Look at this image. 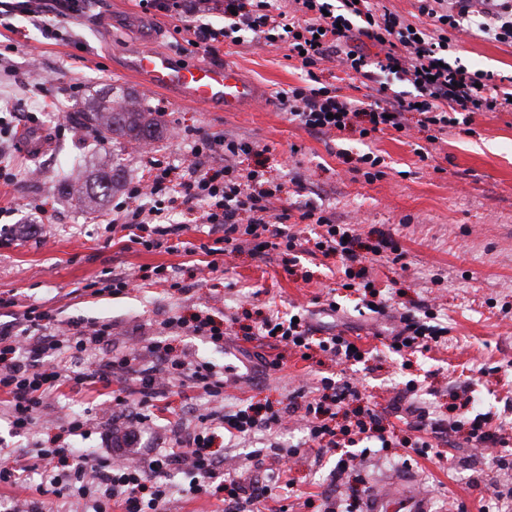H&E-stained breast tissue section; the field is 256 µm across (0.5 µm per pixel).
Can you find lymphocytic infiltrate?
Listing matches in <instances>:
<instances>
[{
    "label": "lymphocytic infiltrate",
    "instance_id": "lymphocytic-infiltrate-1",
    "mask_svg": "<svg viewBox=\"0 0 512 512\" xmlns=\"http://www.w3.org/2000/svg\"><path fill=\"white\" fill-rule=\"evenodd\" d=\"M91 0H12L0 10V27L12 29L15 16L28 18L42 31H49V18L78 17ZM144 9L170 13L180 29L212 56L224 46L251 41L283 48L288 59L299 62L304 83L279 93L280 106L289 122L318 132L357 131L367 138L385 130L407 133V116L419 115L422 130L442 132L470 125L474 115L512 112V75L491 70L470 71L448 64L451 35L480 36L512 45V0H418L420 14L431 27H412L390 10L376 9L372 0H291L292 10H283L279 0H139ZM222 13L224 21L209 23L208 15ZM379 47L377 56L365 53L364 44ZM337 61L345 71L376 83L373 103L359 105L341 95L338 88L322 82V67ZM406 83L405 91H391V80ZM253 146L228 137L203 136L194 142L191 158L178 166L153 162L150 168V200L140 203V185L128 188L117 202L112 232L147 248L180 238L184 226L169 223L170 210H180L186 220L200 219L214 237L203 245L211 255V269H218V256L231 250L276 251L283 255L307 247L309 254L339 257L346 279H363L362 308H369L374 285L363 278L362 257L354 248L352 225L336 223L333 215L312 203L299 206V219L315 224L308 241L291 231L290 213L271 215L269 204L280 185L258 169H240L234 159L250 154ZM204 210H197V203ZM432 310L422 316L404 317L403 328L392 337L396 352L418 351L439 343L446 327L435 323ZM260 339L299 349L319 347L345 362L359 363L362 350L351 349L340 334L313 338L302 311L270 315L257 327ZM112 326H89L62 321L53 309L29 305L13 320L0 323V414L11 431L30 433L46 398L71 386L96 391L105 388L104 408L125 409L122 439L140 440L149 423L158 419L161 398L168 384L180 380L201 391L207 399L222 397L224 375L206 362H188L172 356L170 344L153 342L150 363H138L134 353L101 358L94 369L80 368L90 351L111 346ZM128 373L138 396L129 403L126 388H113L112 376ZM322 395L305 406L309 437L327 452L340 442L367 440L379 448L392 447L379 415L368 407L354 408L337 426L324 423V416L349 404L357 396L352 382L321 380ZM277 411L260 412L254 405L225 412L220 428L204 423L177 436L170 451L147 457L131 456L112 447L90 448L86 442L93 430L84 415L46 435L37 452L0 448V487H21L25 477L38 478L36 494L29 500L0 496V512H44L43 499L77 497L87 500L88 512H165L175 487L170 477L181 472L188 479L187 492L222 502L224 512H246L272 498L271 487L242 489L223 480L224 456L216 447L218 437L236 440L281 424Z\"/></svg>",
    "mask_w": 512,
    "mask_h": 512
}]
</instances>
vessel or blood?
<instances>
[{"label":"vessel or blood","mask_w":512,"mask_h":512,"mask_svg":"<svg viewBox=\"0 0 512 512\" xmlns=\"http://www.w3.org/2000/svg\"><path fill=\"white\" fill-rule=\"evenodd\" d=\"M129 71L149 89H174L189 100L223 112H237L261 99V91L229 65L189 63L146 46L138 49Z\"/></svg>","instance_id":"1"}]
</instances>
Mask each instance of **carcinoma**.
Instances as JSON below:
<instances>
[{
  "label": "carcinoma",
  "instance_id": "1",
  "mask_svg": "<svg viewBox=\"0 0 512 512\" xmlns=\"http://www.w3.org/2000/svg\"><path fill=\"white\" fill-rule=\"evenodd\" d=\"M79 123L85 127H93L111 138H126L139 143L152 138V122L149 112L140 103H129L124 100L116 102L104 111L83 112L78 117Z\"/></svg>",
  "mask_w": 512,
  "mask_h": 512
}]
</instances>
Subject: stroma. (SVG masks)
<instances>
[{
  "label": "stroma",
  "instance_id": "35a3bbf8",
  "mask_svg": "<svg viewBox=\"0 0 512 512\" xmlns=\"http://www.w3.org/2000/svg\"><path fill=\"white\" fill-rule=\"evenodd\" d=\"M14 30L0 27V104L33 112L45 130L48 152L31 157L22 132L6 141L15 178L0 182V207L12 208L0 220V296L57 310L62 320L112 325L115 352L135 349L149 362L150 343L167 338L162 323L203 308L225 317L223 348L202 337L180 333L174 345L188 359L205 361L226 380L224 409L254 404L284 411L273 432H259L224 447V471L242 487L270 483V466L279 464L291 484L288 512H366L372 491L401 487L424 497L429 512H512V484L501 474L512 470V440L476 448L462 433L438 440V453L419 456L411 448L382 450L363 442L348 450L318 454L298 407L317 397L320 380L355 383L360 404L374 409L395 436L416 407L451 418L452 405L471 398L472 410L488 413L500 428L512 429V112L475 115L473 134L449 129L436 141L411 129L360 138L351 131L315 133L288 122L278 91L302 84L304 72L283 50L261 42L225 47L228 62L264 87L266 100L242 112H219L175 92L148 90L125 71V63L144 42L177 58L210 62L203 49L190 46L176 30L174 17L145 12L138 0H94L83 16L61 22L46 38L24 18ZM450 56L470 70L512 72V47L479 36L453 38ZM52 79L40 87L42 76ZM126 96L150 110L158 133L147 143L98 140L76 117L89 103ZM227 135L250 142L254 152L243 165L264 171L281 184L273 214L311 201L354 225L367 276L383 310L356 306L357 293L344 289L338 258L300 254L293 273L282 257L262 258L243 251L225 256L223 272L210 273L208 255L147 248L114 236L112 200L130 183L148 176L155 157L180 163L198 135ZM427 152L420 160L419 152ZM373 153L381 159L382 178L366 182L349 162ZM112 174L110 195L88 205L63 194L67 181L94 185ZM396 239L404 257L392 264L375 256L380 234ZM174 270L190 290L171 296L159 288L128 289L90 295L87 283L111 270L132 277L146 267ZM336 301L337 311L327 309ZM300 307L320 335L343 334L366 351L368 360L344 364L314 351L300 352L257 340L242 329L260 323L269 309ZM432 308L448 333L441 343L416 354H397L387 344L402 327L404 315ZM416 393H408V383ZM162 420L145 430L143 446L162 449L173 440L170 422L183 431L212 414L184 413L182 387L171 383ZM89 391L46 399L40 429L56 428L86 411L99 427L89 444L99 447L109 432ZM356 463L337 472L338 459Z\"/></svg>",
  "mask_w": 512,
  "mask_h": 512
}]
</instances>
